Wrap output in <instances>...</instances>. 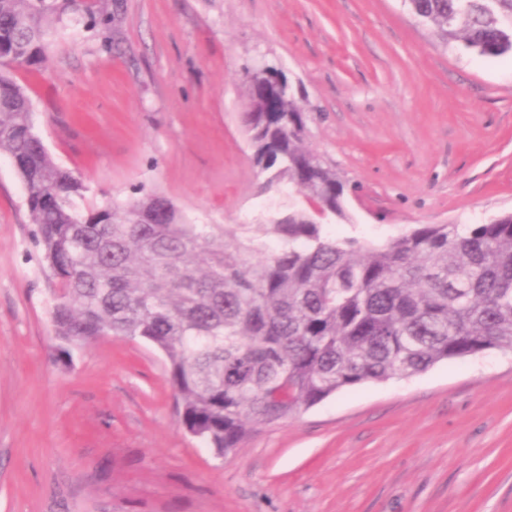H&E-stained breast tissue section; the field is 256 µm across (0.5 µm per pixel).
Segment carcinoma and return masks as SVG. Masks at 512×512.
<instances>
[{
	"instance_id": "obj_1",
	"label": "carcinoma",
	"mask_w": 512,
	"mask_h": 512,
	"mask_svg": "<svg viewBox=\"0 0 512 512\" xmlns=\"http://www.w3.org/2000/svg\"><path fill=\"white\" fill-rule=\"evenodd\" d=\"M441 43L512 56V0H406ZM74 0H0V155L26 190L59 292V353L103 336L162 352L180 422L221 458L258 427L343 390L408 379L448 359L512 351V212L485 224H418L383 244L337 238L346 186L303 146L294 97L249 136L265 188L306 205L271 224H190L146 193L81 210L85 186L33 122L18 73L38 66Z\"/></svg>"
}]
</instances>
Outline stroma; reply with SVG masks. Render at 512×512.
Instances as JSON below:
<instances>
[{
    "instance_id": "1",
    "label": "stroma",
    "mask_w": 512,
    "mask_h": 512,
    "mask_svg": "<svg viewBox=\"0 0 512 512\" xmlns=\"http://www.w3.org/2000/svg\"><path fill=\"white\" fill-rule=\"evenodd\" d=\"M76 0L22 74L84 207L139 193L196 224H266L247 71L295 87L304 144L346 184L338 237L512 212V61L440 46L404 0ZM25 190L0 156V512H512V352L336 393L214 457L179 422L163 354L105 336L60 357Z\"/></svg>"
}]
</instances>
